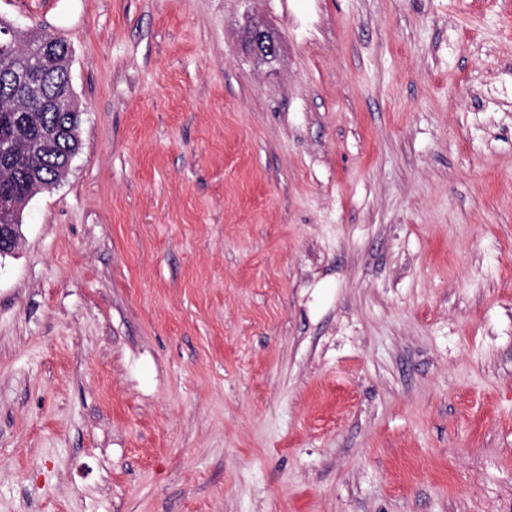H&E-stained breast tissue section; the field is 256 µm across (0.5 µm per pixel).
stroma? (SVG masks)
<instances>
[{"mask_svg": "<svg viewBox=\"0 0 512 512\" xmlns=\"http://www.w3.org/2000/svg\"><path fill=\"white\" fill-rule=\"evenodd\" d=\"M1 18L82 149L0 257V512H512V0ZM11 35H13L18 52L25 51L29 45L45 43L41 49V55L49 59H54L56 57H60V54L57 52L56 45L50 44L51 42L56 43L61 49L66 47V51L64 50L63 53L64 55L67 53V49H70L66 41L48 33H31L17 30L12 34L10 29L2 28L0 31L1 52H7L12 48ZM248 43L251 51L263 59H273L277 55V38L268 30L255 28L249 33Z\"/></svg>", "mask_w": 512, "mask_h": 512, "instance_id": "1", "label": "stroma"}]
</instances>
